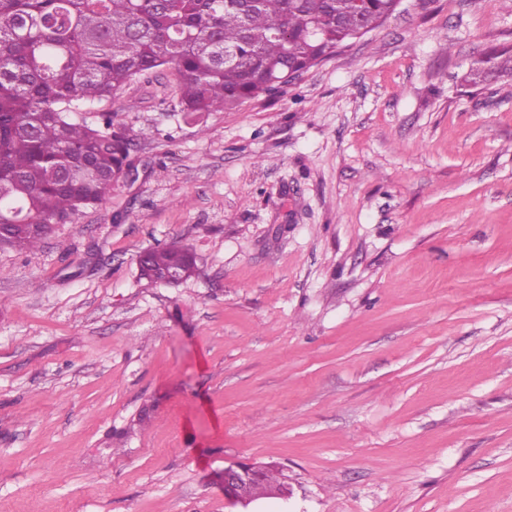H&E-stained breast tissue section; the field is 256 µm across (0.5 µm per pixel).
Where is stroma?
Returning a JSON list of instances; mask_svg holds the SVG:
<instances>
[{"instance_id": "1", "label": "stroma", "mask_w": 512, "mask_h": 512, "mask_svg": "<svg viewBox=\"0 0 512 512\" xmlns=\"http://www.w3.org/2000/svg\"><path fill=\"white\" fill-rule=\"evenodd\" d=\"M512 0H401L291 84L119 113L134 180L0 245V512H512ZM148 138H140V130ZM197 256L171 287L147 248ZM288 497L241 505L224 468ZM482 58L477 59L472 66L473 69H480L484 62L487 67L479 74H474L470 70L469 75L474 84H483L491 80H499L501 78L512 79V53L508 49L491 48L483 53ZM146 250L143 254L145 259L142 261V274L139 275V279L149 278L154 283H162L172 270L179 271L184 281L195 275L196 257L188 249L169 245Z\"/></svg>"}]
</instances>
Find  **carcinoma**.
<instances>
[{"instance_id": "carcinoma-1", "label": "carcinoma", "mask_w": 512, "mask_h": 512, "mask_svg": "<svg viewBox=\"0 0 512 512\" xmlns=\"http://www.w3.org/2000/svg\"><path fill=\"white\" fill-rule=\"evenodd\" d=\"M400 0H0V244L40 246L52 225L101 204L130 166L117 112L78 118L134 78L168 67L182 111L216 112L288 84L382 25ZM475 84L512 78L491 48ZM139 278L188 280L196 257L144 253Z\"/></svg>"}]
</instances>
